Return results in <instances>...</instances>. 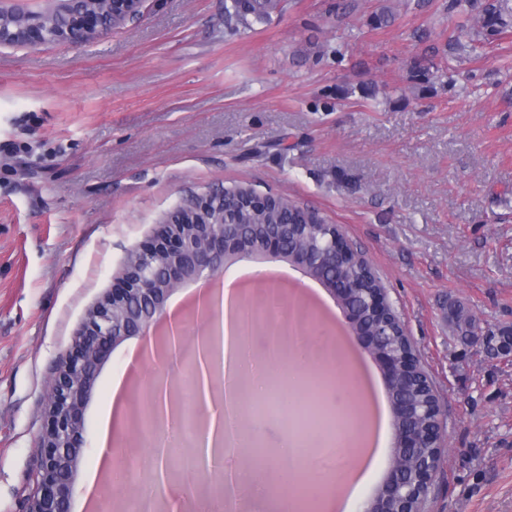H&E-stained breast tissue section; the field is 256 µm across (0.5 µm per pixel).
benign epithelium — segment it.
Masks as SVG:
<instances>
[{"mask_svg": "<svg viewBox=\"0 0 512 512\" xmlns=\"http://www.w3.org/2000/svg\"><path fill=\"white\" fill-rule=\"evenodd\" d=\"M27 0H0V45L37 48L53 43L90 42L107 34L112 28L140 17L146 0H47L50 6L32 9ZM290 224H238L224 209V190L197 195L171 211L159 225L153 239L130 250L123 271L112 290L88 309L85 319L71 345L59 353L54 374L49 382V412L39 447L41 461L31 475L33 483L28 512H71L76 491V472L84 457L82 438L84 411L100 370L115 347L131 338H145L160 331L165 305L170 294L188 282H206L224 270V266L251 256H272L285 259L316 276L322 265L336 264V258L347 263L370 259L357 249L341 228L316 221L312 237L290 239ZM341 309L345 325L351 330L357 345L376 361L381 370L390 398L394 423L404 424L395 431L394 451L384 481L364 505L362 512H391L389 505L405 500L403 512H424V503L433 482L438 464L427 462L405 476L402 461L428 442L436 443L438 453L447 447L443 414H438L433 428L422 423L423 414L411 408L396 395V388L408 374L431 382L422 368L417 348L399 355L388 344L394 324L406 328L388 290L369 299L376 312L373 321L365 320L361 311L351 303L356 285L336 280L322 282ZM219 312L207 309L197 314L199 324L193 332L180 329L170 340L166 352H157L165 363L208 356L206 363L209 394L222 384L221 361L216 358L213 336ZM168 398L169 408L159 401L150 412L158 428L167 426L170 419L186 415L182 400L173 398L175 388L166 379L157 385ZM248 385L242 384L240 396L234 398L237 432L233 455L249 463L262 452L270 462L266 474L268 490L277 499L295 498L294 488L277 475L272 465L275 453L263 448L258 440V424L251 422L253 412L247 407ZM189 392L193 404L192 441L174 454L188 460L194 471L205 473L209 490L221 489L224 473L207 467L201 453L210 427L211 413L202 392L200 373L190 379ZM123 512H168L169 504L162 494H131L122 500Z\"/></svg>", "mask_w": 512, "mask_h": 512, "instance_id": "benign-epithelium-1", "label": "benign epithelium"}]
</instances>
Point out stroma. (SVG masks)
Returning <instances> with one entry per match:
<instances>
[{
    "label": "stroma",
    "mask_w": 512,
    "mask_h": 512,
    "mask_svg": "<svg viewBox=\"0 0 512 512\" xmlns=\"http://www.w3.org/2000/svg\"><path fill=\"white\" fill-rule=\"evenodd\" d=\"M224 3L146 0L91 43L0 45V512H27L53 363L127 250L190 194L237 185L341 225L383 279L445 414L427 512H512V355L463 344L445 314L512 326V36L470 43L445 0H284L247 29ZM423 57L454 86L415 84ZM164 373L137 337L103 365L72 512L91 494L113 512V468L149 491L153 449L127 429Z\"/></svg>",
    "instance_id": "obj_1"
}]
</instances>
